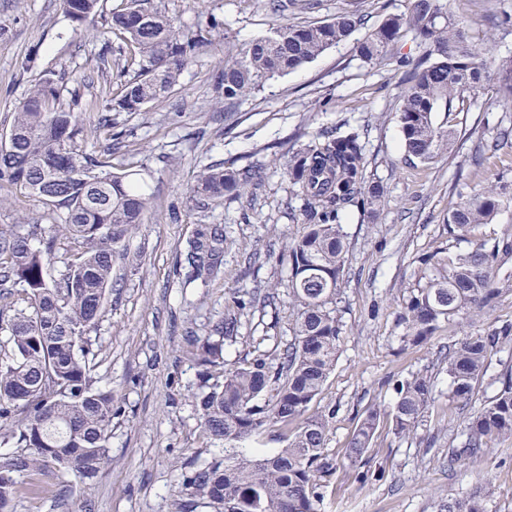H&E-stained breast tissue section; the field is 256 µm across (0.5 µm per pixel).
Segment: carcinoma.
Returning a JSON list of instances; mask_svg holds the SVG:
<instances>
[{"label":"carcinoma","instance_id":"1","mask_svg":"<svg viewBox=\"0 0 512 512\" xmlns=\"http://www.w3.org/2000/svg\"><path fill=\"white\" fill-rule=\"evenodd\" d=\"M100 0H61L74 30L94 25ZM163 0H120L110 12L109 29L127 49L135 75L118 92L101 90L97 131L112 133V113L132 116L167 97L190 57L203 47L224 46V67L215 90L224 111L243 98L313 61L348 40L364 18L342 12L333 20L280 25L240 50L215 41L218 23L178 25ZM424 45L409 68V87L399 109L407 156L430 163L448 151L455 133L435 124L433 114L449 108L466 92L492 77L500 96L512 100V55L498 58L493 71L479 60L470 36L448 11L447 0H410L405 14L385 17L357 42L361 60L384 56L404 33ZM63 97L62 86L47 73L31 85L0 133V190L17 187L42 202L59 223L42 235L41 217L27 224L0 225V444L14 451L0 457V512L19 495L39 497L51 489L39 481L21 485L17 475L62 473L83 483L109 459L112 390L96 385L92 361L97 353L89 333L98 327L112 291L118 244L138 228L153 207V196L133 178L135 165L107 148L82 149L87 129L75 112L79 93ZM364 142L349 127L296 154L290 175L302 201L303 234L288 245V289L293 301V336L283 353L248 360L224 359V341L238 332L236 310L217 322L197 353L203 367L223 368L222 379L204 381L196 397L203 430L224 447L179 474L176 512H318L317 473L325 467L327 422L310 413L336 363L342 325L332 308L345 265L346 242L340 214L356 206L372 214L383 190L366 185ZM263 180L260 168L233 170L206 165L197 171L192 200L201 208L239 197ZM500 200L491 189L477 191L448 210L450 232L467 233L495 217ZM512 249L504 239L492 249L479 243L465 252L441 249L422 259L426 266L400 319L406 339L428 340L439 323L463 311L479 312L496 301L512 281L497 277L495 261ZM183 260L188 279L203 285L218 277L224 257V227L199 224L186 240ZM59 263V277L49 275ZM512 342V329L474 333L448 345L442 358L453 399L471 404L487 374L494 349ZM498 393L464 420L462 447L448 452V468L484 453L498 439L512 437V373L500 378ZM434 402V381L414 373L399 385L390 411L369 407L349 443L351 460L371 447L381 418H391L399 438L415 435ZM293 431L288 444L269 451L258 447L270 428ZM482 488L439 504V512H485Z\"/></svg>","mask_w":512,"mask_h":512}]
</instances>
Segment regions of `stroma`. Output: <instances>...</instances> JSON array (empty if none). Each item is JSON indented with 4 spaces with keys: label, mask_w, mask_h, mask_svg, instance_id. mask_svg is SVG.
<instances>
[{
    "label": "stroma",
    "mask_w": 512,
    "mask_h": 512,
    "mask_svg": "<svg viewBox=\"0 0 512 512\" xmlns=\"http://www.w3.org/2000/svg\"><path fill=\"white\" fill-rule=\"evenodd\" d=\"M114 2L100 0L97 33L76 34L60 0H0V129L34 80L50 70L63 86L80 89L78 110L89 131L85 151L108 147L106 135L95 129L97 103L103 84L116 90L124 80L123 42L113 39L107 73L89 68ZM304 2L295 0L277 13L266 0H165V7L189 26L216 18L242 47L284 24L329 20L356 9L374 26L410 6V0H315L308 9ZM448 9L481 46L485 65L512 54V0H448ZM423 53L408 34L387 57L367 63L349 40L271 80L228 114L214 93L224 54L202 51L189 60L168 98L132 116L113 113L112 129L134 149L138 180L153 194L155 207L121 243L106 314L92 333L98 351L94 375L114 395L110 459L84 483L44 475L54 494L15 498L11 512H175L181 468L209 458L215 448L196 410L202 383L197 342L223 318L231 292L273 283L279 286L273 304L244 310L238 338L225 344L224 358L271 354L288 341L293 307L282 283L288 243L303 229L289 175L292 153L343 125L362 131L366 177L383 185L385 195L375 218L354 206L341 216L348 252L335 308L342 334L334 369L311 407L329 420L319 512H436L441 500L478 485L486 493V512H512V438L449 468L448 451L462 440L465 414L439 366L451 341L512 325V290L481 313L442 322L420 345L405 339L399 322L424 274L422 255L512 238V101L502 100L494 80H487L450 111L436 112V123L456 134L450 152L428 164L406 160L399 108L408 83L395 60ZM503 130L509 137L497 154L481 158L485 142ZM211 163L260 166L265 176L258 187L204 213L189 195L195 172ZM487 187L502 200L493 221L475 226L464 239L450 235L451 205ZM203 223L224 227V270L200 288L189 282L180 250ZM421 370L435 377V401L416 438H397L390 421L381 420L371 448L350 462L348 445L363 412L373 404L389 407L399 384Z\"/></svg>",
    "instance_id": "1"
}]
</instances>
